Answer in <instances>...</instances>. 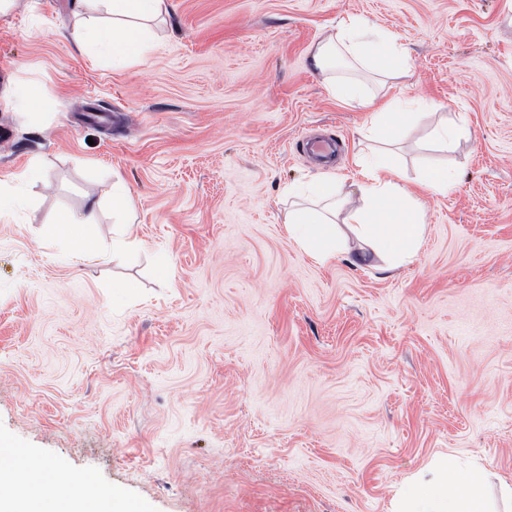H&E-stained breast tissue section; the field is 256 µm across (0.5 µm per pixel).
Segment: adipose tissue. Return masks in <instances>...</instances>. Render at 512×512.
Returning a JSON list of instances; mask_svg holds the SVG:
<instances>
[{"instance_id":"ef3b65f1","label":"adipose tissue","mask_w":512,"mask_h":512,"mask_svg":"<svg viewBox=\"0 0 512 512\" xmlns=\"http://www.w3.org/2000/svg\"><path fill=\"white\" fill-rule=\"evenodd\" d=\"M111 14L110 24L95 17L82 18L73 33L78 49H91L121 65L143 56L149 49L145 22L162 17L169 0H100ZM313 65L327 77L343 100L373 108L370 134L395 144L400 133L413 124L417 113L399 111L395 102L378 103L359 78L369 72L378 88L406 77L409 57L392 33L359 19L340 23L319 42L311 54ZM364 177L358 195L336 192L325 181L315 183L304 199L288 213L287 232L309 257L323 263L347 252L357 241L362 257L392 269L412 261L422 245L425 224L418 196L403 183L387 154L361 158ZM55 486L61 498L53 504L29 499V512H75L102 500L92 484L60 475ZM395 512H496L480 471L459 475L448 460L436 461L426 476L407 484L399 494Z\"/></svg>"}]
</instances>
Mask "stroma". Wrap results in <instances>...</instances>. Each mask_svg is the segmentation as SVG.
<instances>
[{
  "label": "stroma",
  "instance_id": "35a3bbf8",
  "mask_svg": "<svg viewBox=\"0 0 512 512\" xmlns=\"http://www.w3.org/2000/svg\"><path fill=\"white\" fill-rule=\"evenodd\" d=\"M78 0H0V437L127 512H393L436 458L512 482V9L505 0H170L144 62L73 41ZM356 16L399 36L385 92L422 120L392 161L424 207L412 263L320 264L288 188L353 177L371 110L310 50ZM33 87L40 120L3 98ZM464 123L421 144L431 115ZM39 161L47 183L22 178ZM457 179L421 187L426 167ZM123 182L137 243L112 250ZM96 223L56 222L86 196ZM170 262L158 276L155 258ZM463 133L464 128L462 126H448V120H440L431 127L428 138L432 146L447 150L448 146Z\"/></svg>",
  "mask_w": 512,
  "mask_h": 512
}]
</instances>
